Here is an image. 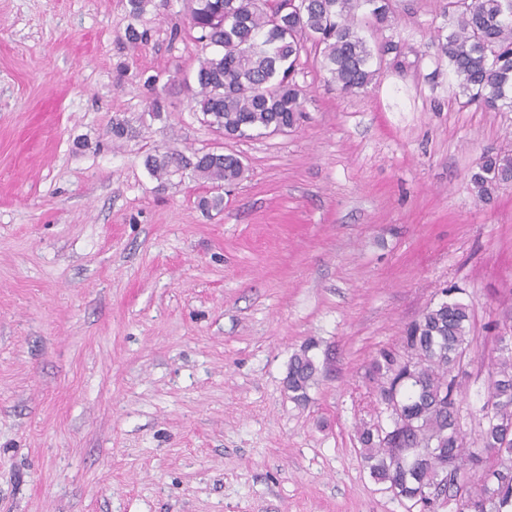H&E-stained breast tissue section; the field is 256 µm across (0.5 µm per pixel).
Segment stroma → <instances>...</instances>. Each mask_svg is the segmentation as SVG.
Wrapping results in <instances>:
<instances>
[{"instance_id": "35a3bbf8", "label": "stroma", "mask_w": 512, "mask_h": 512, "mask_svg": "<svg viewBox=\"0 0 512 512\" xmlns=\"http://www.w3.org/2000/svg\"><path fill=\"white\" fill-rule=\"evenodd\" d=\"M126 2L0 0V512H406L360 457L372 361L443 293L468 304L478 447L512 347V183L484 203L471 176L512 153V112L459 96L446 0H390L371 85L341 92L307 46L298 125L227 139L182 82L211 53L187 0ZM159 148L247 171L159 180ZM310 341L299 403L283 379Z\"/></svg>"}]
</instances>
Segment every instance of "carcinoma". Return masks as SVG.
Masks as SVG:
<instances>
[{
    "instance_id": "carcinoma-1",
    "label": "carcinoma",
    "mask_w": 512,
    "mask_h": 512,
    "mask_svg": "<svg viewBox=\"0 0 512 512\" xmlns=\"http://www.w3.org/2000/svg\"><path fill=\"white\" fill-rule=\"evenodd\" d=\"M368 8L367 24L388 26L389 0H189V19L199 40L213 48L196 72L183 78L194 90L201 121L228 138L251 132H284L300 120L304 90L295 80L301 52L310 42L321 50L331 82L356 92L376 79L374 57L397 49L391 41L372 49L361 35L356 9ZM455 29L438 43L456 77L459 95L489 109L512 110V0H447ZM162 179L189 169L217 184L233 185L245 166L234 154L202 153L187 159L165 150L145 159ZM512 182V155L486 152L472 183L488 200ZM469 306L442 299L425 308L404 330L403 352L379 350L372 370L379 378V404L397 403L388 426L358 428L360 454L370 475L394 494L436 512L423 493L435 485L465 493L456 512H512V350L501 354L482 408L480 447L468 448L459 427L460 388L452 376L469 350ZM315 344L295 352L288 363L287 389L297 402L308 400L318 365Z\"/></svg>"
}]
</instances>
